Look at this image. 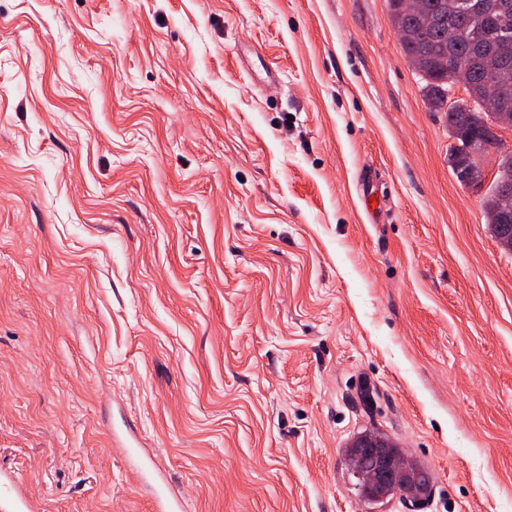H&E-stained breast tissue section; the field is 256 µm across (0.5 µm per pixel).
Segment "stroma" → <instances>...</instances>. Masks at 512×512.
I'll return each instance as SVG.
<instances>
[{"instance_id": "stroma-1", "label": "stroma", "mask_w": 512, "mask_h": 512, "mask_svg": "<svg viewBox=\"0 0 512 512\" xmlns=\"http://www.w3.org/2000/svg\"><path fill=\"white\" fill-rule=\"evenodd\" d=\"M387 0H0V470L34 512H512V254ZM385 195L370 216L363 187ZM112 447L121 448L128 460L130 466L137 473L138 479H142V472L147 466V456L141 453V451L132 444V442L125 436H120L117 433H112L111 436ZM136 460V462H134ZM395 446L396 444L385 436H362L354 447L378 456L379 466L374 471L361 469L355 466L357 457L353 456L354 460L349 461V468L370 496L369 499L393 496L404 499L411 506L410 499L413 497L414 487L418 484L429 485L432 477L425 471L414 470L412 462L403 450L394 453L389 449L396 448ZM162 483L154 491V511L156 512H187V502L162 478Z\"/></svg>"}]
</instances>
